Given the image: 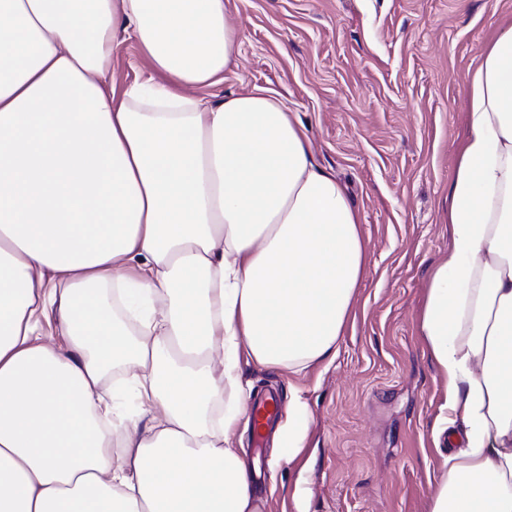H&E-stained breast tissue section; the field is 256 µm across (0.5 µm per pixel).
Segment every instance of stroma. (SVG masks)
<instances>
[{"label": "stroma", "mask_w": 512, "mask_h": 512, "mask_svg": "<svg viewBox=\"0 0 512 512\" xmlns=\"http://www.w3.org/2000/svg\"><path fill=\"white\" fill-rule=\"evenodd\" d=\"M241 55L212 100L263 88L305 126L317 163L356 209L367 261L355 318L328 368L299 377L243 364L253 391L300 394L311 414L294 464L275 440L264 512H429L448 455L432 429L448 383L419 331L433 267L448 254V191L466 135L464 81L512 25V0H226Z\"/></svg>", "instance_id": "1"}]
</instances>
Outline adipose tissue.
<instances>
[{
    "label": "adipose tissue",
    "instance_id": "1",
    "mask_svg": "<svg viewBox=\"0 0 512 512\" xmlns=\"http://www.w3.org/2000/svg\"><path fill=\"white\" fill-rule=\"evenodd\" d=\"M239 53L224 0H0V512H262L240 359L333 362L365 244L281 99L200 96ZM467 82L419 319L461 444L430 512H512V28ZM309 423L294 398L286 462ZM112 66L114 76L120 84L143 81L150 74L136 46L131 41L124 43L116 50Z\"/></svg>",
    "mask_w": 512,
    "mask_h": 512
}]
</instances>
